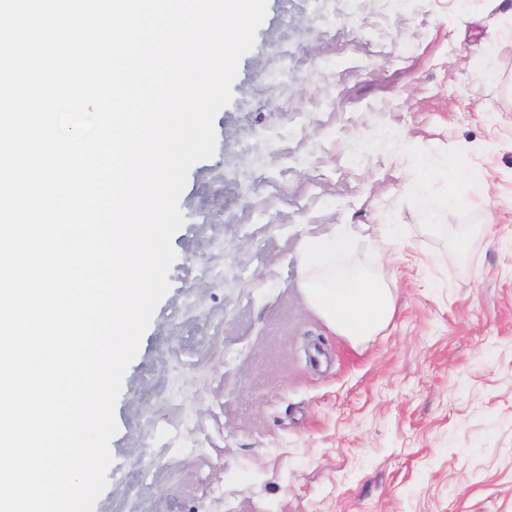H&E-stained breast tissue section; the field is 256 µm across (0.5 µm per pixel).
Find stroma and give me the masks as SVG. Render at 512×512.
Segmentation results:
<instances>
[{"instance_id": "stroma-1", "label": "stroma", "mask_w": 512, "mask_h": 512, "mask_svg": "<svg viewBox=\"0 0 512 512\" xmlns=\"http://www.w3.org/2000/svg\"><path fill=\"white\" fill-rule=\"evenodd\" d=\"M511 8L471 0L461 25L455 0H267L188 172L94 512H512ZM461 142L468 195L498 205L490 228L455 217L462 251L404 189L413 155L443 168ZM335 224L398 240L348 259L395 298L359 343L297 265Z\"/></svg>"}]
</instances>
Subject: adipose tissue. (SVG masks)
Listing matches in <instances>:
<instances>
[{
	"label": "adipose tissue",
	"mask_w": 512,
	"mask_h": 512,
	"mask_svg": "<svg viewBox=\"0 0 512 512\" xmlns=\"http://www.w3.org/2000/svg\"><path fill=\"white\" fill-rule=\"evenodd\" d=\"M471 154L468 145H460L459 162L440 171L435 170L424 156H415L413 160L414 176L406 184L407 191L417 208L435 222L439 231L452 232L451 216L474 205L473 199L464 191L478 170ZM436 177L448 185L450 218L446 221L430 206L425 191L426 184ZM359 240V235L341 228L328 235L305 240L301 245L303 286L311 306L334 331L354 343L375 335L395 312L390 288L358 268L337 271V259L353 253Z\"/></svg>",
	"instance_id": "1"
}]
</instances>
